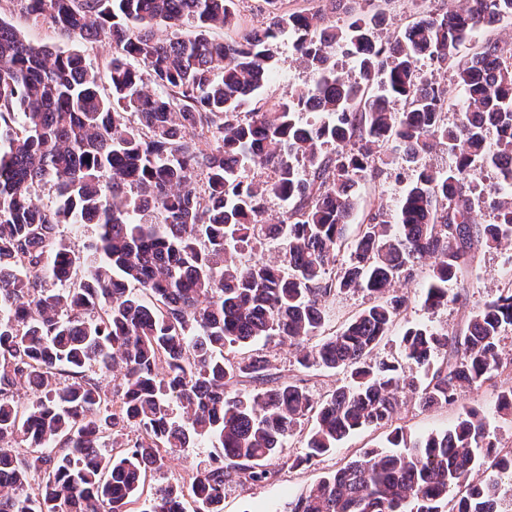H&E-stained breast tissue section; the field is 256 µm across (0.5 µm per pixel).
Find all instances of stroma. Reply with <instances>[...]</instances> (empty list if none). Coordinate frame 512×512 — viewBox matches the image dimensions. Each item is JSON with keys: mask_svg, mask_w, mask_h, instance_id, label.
<instances>
[{"mask_svg": "<svg viewBox=\"0 0 512 512\" xmlns=\"http://www.w3.org/2000/svg\"><path fill=\"white\" fill-rule=\"evenodd\" d=\"M462 0H395L388 14V22L381 27L378 36L388 40L397 36L404 25L422 11L441 13L448 8H457ZM0 19L22 32L33 45L44 44L83 55L97 71L101 88H108V65L113 48L107 40L85 41L79 37L48 29L46 25L33 22L14 7L10 0H0ZM276 68L273 81L265 94L267 108L293 100L305 91L311 76L299 61L291 35L280 36L275 45ZM409 171H397L395 166L383 167L382 171L368 178L359 191V209L383 208L395 213ZM429 278L427 267H414L410 277L403 279L398 288L409 298V306L397 320L389 335L374 353L375 359H396L400 356V339L407 327L425 324L435 329L451 331L463 327L469 312L494 300L505 281L512 278V243L496 248H481L475 251L465 274L459 281L449 283L450 301L447 306L429 310L422 303L421 293ZM258 350L268 356L274 373L282 377L302 378L314 398L331 393L340 385L342 373L325 369H303L296 365L285 346L276 343H258ZM512 384V368L484 382L481 386L463 389L458 403L421 410L415 401L402 406L398 424L414 435L452 428L463 409L474 407L480 410L487 428L501 447L512 446V423L504 421L498 412L497 395L501 388ZM384 431L374 428L362 429L342 441L328 455L314 460L310 465L293 469L280 459H273L270 468L272 479L264 485L253 486L233 481L225 486L224 512H286L289 498L316 483L326 472L337 469L364 450L381 444ZM210 446L201 442L197 446L182 449L174 456L157 464L151 474L152 482L189 485L193 467L207 462Z\"/></svg>", "mask_w": 512, "mask_h": 512, "instance_id": "1", "label": "stroma"}]
</instances>
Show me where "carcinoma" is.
<instances>
[{
  "label": "carcinoma",
  "mask_w": 512,
  "mask_h": 512,
  "mask_svg": "<svg viewBox=\"0 0 512 512\" xmlns=\"http://www.w3.org/2000/svg\"><path fill=\"white\" fill-rule=\"evenodd\" d=\"M14 2L37 23L108 38L114 52L106 94L83 56L33 46L0 19V512H136L140 502L142 512H183V489L153 486L145 472L201 439L212 452L193 472L196 512H223L226 483L268 481L267 462L301 426L294 467L365 427L386 430L391 450L363 451L288 512H501L512 448L498 447L477 409L422 436L393 423L407 397L453 405L504 367L512 288L459 331L406 329L401 353L420 379L371 355L407 307L393 284L414 265L428 266L424 307L436 308L475 250L512 240V44L488 39L458 56L478 32L512 21V0H464L384 43L378 0H362L345 26L265 0L266 21L220 41L213 30L240 27L239 0ZM186 22L187 34L156 36ZM288 32L312 86L271 112L262 93ZM338 53L359 78L337 71ZM421 57L466 94L452 125L451 97L422 79ZM309 110L317 119L302 121ZM439 143L455 157L446 169L423 163ZM393 148L413 178L393 217L371 211L351 238L360 185ZM252 166L270 179L243 180ZM477 167L500 176L493 224L473 218L466 175ZM46 184L51 206L36 203ZM271 196L286 205L279 250L246 258L266 234ZM90 223L100 232L85 254L62 245L61 225ZM356 291L372 304L321 336L328 300ZM271 337L301 368L338 370L345 382L316 400L266 356L232 355ZM246 382L261 390L233 391ZM21 388L35 393L22 409ZM482 458L495 472L487 480L475 479Z\"/></svg>",
  "instance_id": "cac0c4a2"
}]
</instances>
